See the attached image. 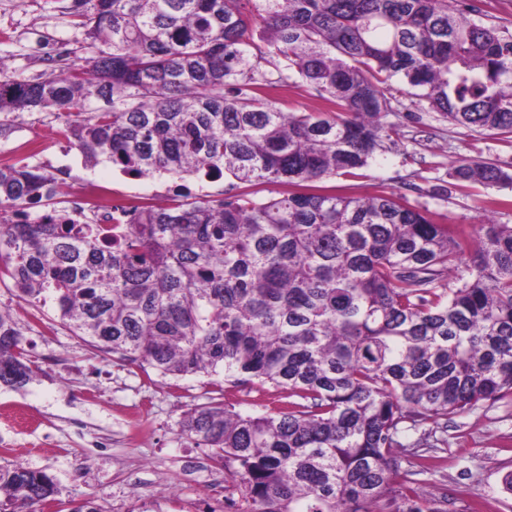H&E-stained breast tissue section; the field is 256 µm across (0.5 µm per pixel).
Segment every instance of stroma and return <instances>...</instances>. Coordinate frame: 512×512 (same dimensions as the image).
I'll return each mask as SVG.
<instances>
[{
    "mask_svg": "<svg viewBox=\"0 0 512 512\" xmlns=\"http://www.w3.org/2000/svg\"><path fill=\"white\" fill-rule=\"evenodd\" d=\"M484 24L512 34V0H451ZM81 0H0V62L14 77L59 75V57H89L80 25ZM389 123L400 130L360 176L327 179L347 197L382 191L405 194L436 221L479 230L485 219L512 224V188L452 185L456 162L483 160L512 166V133L479 134L449 124L426 103L393 92ZM52 112L19 114L0 137V167L26 163L56 173L71 168L62 200L103 186L116 197L172 196L178 179H132L111 163L90 165L61 135ZM0 304L12 309L24 331L36 377L14 389L0 385V466L22 464L53 476L59 512L70 502L97 496L107 512H224V472L209 451L180 438L183 411L208 403L213 377L161 380L138 365L100 352L73 336L53 302L31 303L12 284H0ZM448 444L426 489L448 492L459 505L481 512H512L505 478L512 474V401L483 402L454 416Z\"/></svg>",
    "mask_w": 512,
    "mask_h": 512,
    "instance_id": "stroma-1",
    "label": "stroma"
}]
</instances>
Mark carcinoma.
Wrapping results in <instances>:
<instances>
[{
	"mask_svg": "<svg viewBox=\"0 0 512 512\" xmlns=\"http://www.w3.org/2000/svg\"><path fill=\"white\" fill-rule=\"evenodd\" d=\"M93 56L42 81L0 80V115L54 110L85 161L146 178L288 186L177 192L112 224L67 221L54 178L0 168V283L52 299L71 332L161 378L224 373L288 400L241 413L223 388L179 435L224 468L236 512H451L427 495L448 417L512 396V225L472 237L401 193L322 182L368 165L398 129L397 80L448 122L512 133V34L448 0H85ZM298 76L327 104L264 95ZM459 186L512 185L461 161ZM468 259L466 271L459 270ZM0 306V383L35 371ZM407 430L420 437L405 446ZM420 460L399 475L397 449ZM54 478L0 467V512H42Z\"/></svg>",
	"mask_w": 512,
	"mask_h": 512,
	"instance_id": "obj_1",
	"label": "carcinoma"
}]
</instances>
